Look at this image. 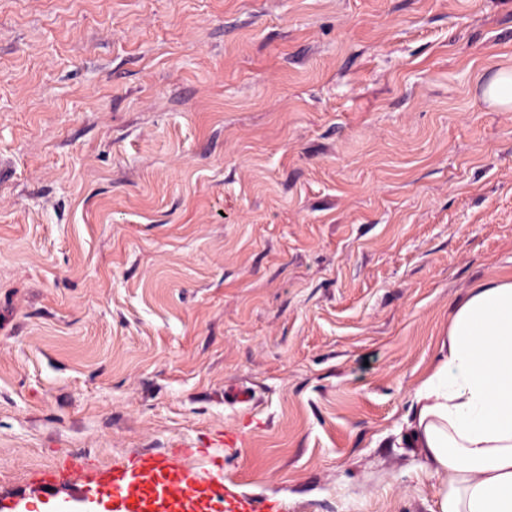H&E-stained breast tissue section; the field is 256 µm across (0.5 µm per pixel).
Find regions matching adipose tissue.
<instances>
[{"instance_id":"obj_1","label":"adipose tissue","mask_w":512,"mask_h":512,"mask_svg":"<svg viewBox=\"0 0 512 512\" xmlns=\"http://www.w3.org/2000/svg\"><path fill=\"white\" fill-rule=\"evenodd\" d=\"M413 409L406 441L435 482L437 512H512V280L457 307Z\"/></svg>"}]
</instances>
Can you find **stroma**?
<instances>
[{
    "label": "stroma",
    "mask_w": 512,
    "mask_h": 512,
    "mask_svg": "<svg viewBox=\"0 0 512 512\" xmlns=\"http://www.w3.org/2000/svg\"><path fill=\"white\" fill-rule=\"evenodd\" d=\"M508 68L512 0H0V512L184 444L258 506L434 512L405 435L512 278ZM484 97L504 110L512 108V70L498 71L485 83Z\"/></svg>",
    "instance_id": "35a3bbf8"
}]
</instances>
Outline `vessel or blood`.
<instances>
[{
    "label": "vessel or blood",
    "mask_w": 512,
    "mask_h": 512,
    "mask_svg": "<svg viewBox=\"0 0 512 512\" xmlns=\"http://www.w3.org/2000/svg\"><path fill=\"white\" fill-rule=\"evenodd\" d=\"M191 455L185 445L163 455L137 453L108 466L72 459L43 475L38 491L66 489L72 500L97 503L100 512H282L276 502L255 509L226 485L223 461L197 464Z\"/></svg>",
    "instance_id": "1"
}]
</instances>
